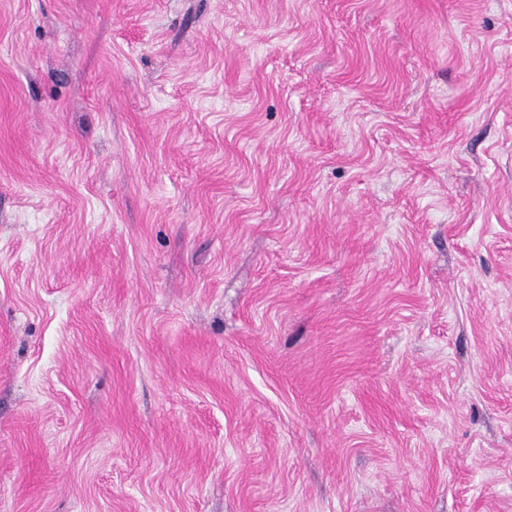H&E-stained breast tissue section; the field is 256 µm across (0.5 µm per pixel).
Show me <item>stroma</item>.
Returning a JSON list of instances; mask_svg holds the SVG:
<instances>
[{
  "mask_svg": "<svg viewBox=\"0 0 512 512\" xmlns=\"http://www.w3.org/2000/svg\"><path fill=\"white\" fill-rule=\"evenodd\" d=\"M0 512H512V0H0Z\"/></svg>",
  "mask_w": 512,
  "mask_h": 512,
  "instance_id": "1",
  "label": "stroma"
}]
</instances>
